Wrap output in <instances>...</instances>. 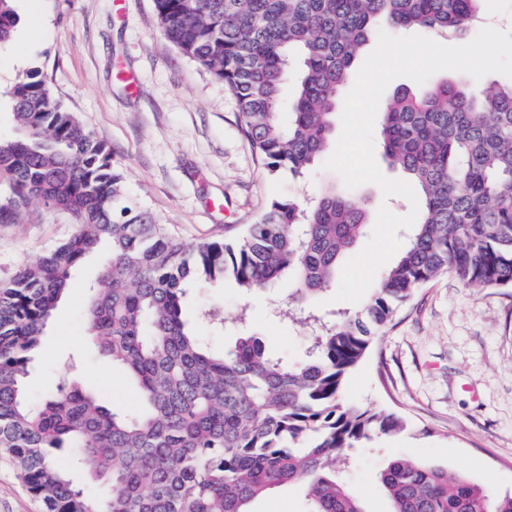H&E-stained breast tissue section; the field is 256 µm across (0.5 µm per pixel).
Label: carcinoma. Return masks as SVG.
<instances>
[{
  "label": "carcinoma",
  "mask_w": 512,
  "mask_h": 512,
  "mask_svg": "<svg viewBox=\"0 0 512 512\" xmlns=\"http://www.w3.org/2000/svg\"><path fill=\"white\" fill-rule=\"evenodd\" d=\"M0 0V46L20 24ZM485 0H154L164 37L236 98L253 150L271 174L302 177L323 160L339 94L359 48L380 30L467 33ZM298 63L296 93L280 92ZM14 133L0 136V223L33 201L75 231L0 280V448L45 512H252L292 486L303 512H363L337 476L352 448L405 428L392 412L342 399L349 372L397 308L449 275L468 288H512V79L401 86L380 112L382 157L421 194L398 258L363 307L310 315L303 359L268 352L248 332L213 352L182 317L186 281L266 288L293 274L299 303L336 282L367 230V200L334 186L312 202L272 201L232 243L187 247L123 196L111 153L58 103L40 70L7 92ZM102 259L88 319L98 353L120 366L140 405L117 412L64 378L37 404L23 386L75 271ZM67 448L81 477L50 449ZM104 481L108 492L87 485ZM391 512H512L467 477L397 458L380 473Z\"/></svg>",
  "instance_id": "1"
}]
</instances>
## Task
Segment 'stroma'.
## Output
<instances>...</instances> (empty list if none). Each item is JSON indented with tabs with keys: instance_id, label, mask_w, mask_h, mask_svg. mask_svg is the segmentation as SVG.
Listing matches in <instances>:
<instances>
[{
	"instance_id": "stroma-1",
	"label": "stroma",
	"mask_w": 512,
	"mask_h": 512,
	"mask_svg": "<svg viewBox=\"0 0 512 512\" xmlns=\"http://www.w3.org/2000/svg\"><path fill=\"white\" fill-rule=\"evenodd\" d=\"M22 22L0 48V133L13 130L5 92L39 68L55 99L105 141L122 176L125 197L192 245L230 242L255 223L272 200L313 197L340 182L316 165L305 177L269 174L254 153L232 92L166 40L153 0H18ZM69 216L33 202L0 224V279L35 263L68 239ZM99 257L85 260L46 328L26 380L40 401L74 360L84 382L114 410L132 411L134 390L88 337V282ZM290 282L250 293L234 282L191 287L186 315L216 351L232 323L291 361L306 347L301 324L281 321ZM216 309L225 328L199 322ZM346 402L395 412L406 430L353 450L345 471L364 512H390L378 475L395 457L440 466L499 496L512 495V288H467L442 276L400 306L347 376ZM0 512H43L11 456L0 452Z\"/></svg>"
}]
</instances>
